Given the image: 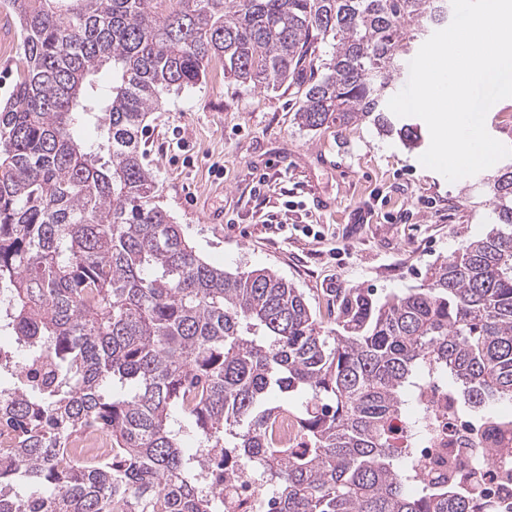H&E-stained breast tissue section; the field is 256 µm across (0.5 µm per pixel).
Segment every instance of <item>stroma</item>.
<instances>
[{
  "mask_svg": "<svg viewBox=\"0 0 512 512\" xmlns=\"http://www.w3.org/2000/svg\"><path fill=\"white\" fill-rule=\"evenodd\" d=\"M19 38L0 0V102L17 80ZM305 70L277 88L225 78L200 84L151 114L142 147L157 202L205 261L226 271L268 268L330 321L352 291L381 301L422 287L430 268L497 224L482 175L448 182L363 122L300 128ZM319 238L304 236V227Z\"/></svg>",
  "mask_w": 512,
  "mask_h": 512,
  "instance_id": "obj_1",
  "label": "stroma"
}]
</instances>
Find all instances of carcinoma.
I'll return each mask as SVG.
<instances>
[{
    "label": "carcinoma",
    "mask_w": 512,
    "mask_h": 512,
    "mask_svg": "<svg viewBox=\"0 0 512 512\" xmlns=\"http://www.w3.org/2000/svg\"><path fill=\"white\" fill-rule=\"evenodd\" d=\"M64 2L9 0L23 69L0 105V331L18 349L0 351V429L17 441L0 447V512H222L206 469L223 475L225 451L267 512H503L477 479L421 476L397 423L438 379L512 432L491 409L512 404V163L486 182L507 230L467 239L421 288L351 294L325 327L274 272L201 259L141 149L150 112L215 60L266 88L317 65L297 125L369 121L413 146L387 102L450 0ZM284 413L296 448L274 445ZM91 423L117 453L67 457Z\"/></svg>",
    "instance_id": "carcinoma-1"
}]
</instances>
